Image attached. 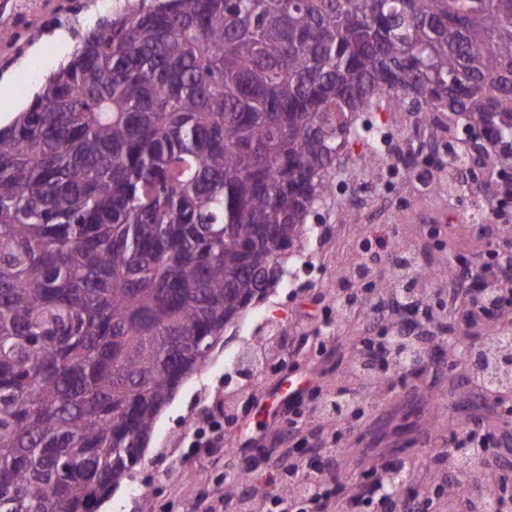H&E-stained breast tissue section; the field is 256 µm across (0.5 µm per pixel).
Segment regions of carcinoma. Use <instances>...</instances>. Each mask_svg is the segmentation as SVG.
<instances>
[{
	"label": "carcinoma",
	"mask_w": 512,
	"mask_h": 512,
	"mask_svg": "<svg viewBox=\"0 0 512 512\" xmlns=\"http://www.w3.org/2000/svg\"><path fill=\"white\" fill-rule=\"evenodd\" d=\"M512 161V0H141L0 127V512H96L410 101ZM418 256L394 282L416 285ZM484 382L512 385L492 341Z\"/></svg>",
	"instance_id": "carcinoma-1"
}]
</instances>
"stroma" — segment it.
<instances>
[{
  "instance_id": "1",
  "label": "stroma",
  "mask_w": 512,
  "mask_h": 512,
  "mask_svg": "<svg viewBox=\"0 0 512 512\" xmlns=\"http://www.w3.org/2000/svg\"><path fill=\"white\" fill-rule=\"evenodd\" d=\"M100 0H0V30H16V39H0V76L9 85L0 90V114L25 108L44 76L67 57L69 43L47 42L31 52L34 36L62 28H85L102 15ZM31 73L28 83L19 77ZM394 140L373 173L358 169L365 155L361 144H348L336 168L339 190L335 201L313 218V234L302 253L288 258L287 274L266 296L246 309L214 348L208 366L193 374L159 414L154 432L133 480L123 481L106 498L109 512H190L196 498L224 493V473L243 470L257 447L271 449L279 467H286L287 427L278 407L280 389L296 383L302 394L291 413L308 432L342 431L343 446L335 448L326 471L325 487L357 489V476L371 465L390 459L402 461L418 487L433 488L441 467L440 453L449 430L467 420L476 430L496 431L502 448H512V414L492 410L473 389L467 372L450 368L447 352L429 359L420 375H407L401 387L370 397L361 411L344 419L328 420L314 411L322 396L346 380L355 342L365 332V320L356 317L339 324L333 339L321 343L323 322L336 317L340 276L362 263L361 242L366 234L385 228L392 254L379 255L373 265L374 281L390 280L394 256L427 245L433 267L446 266L448 257H474L500 237L495 223L479 226L467 186L455 193L434 185L442 157L455 125L415 122L405 112L377 113ZM429 170L426 180L415 171ZM246 349L265 350L267 359L250 380L255 400L243 407L237 399L243 382L235 356ZM456 402H449V392ZM224 424L227 439H250L244 451L201 456L193 448L200 414ZM146 491L144 498L130 494L131 484Z\"/></svg>"
}]
</instances>
